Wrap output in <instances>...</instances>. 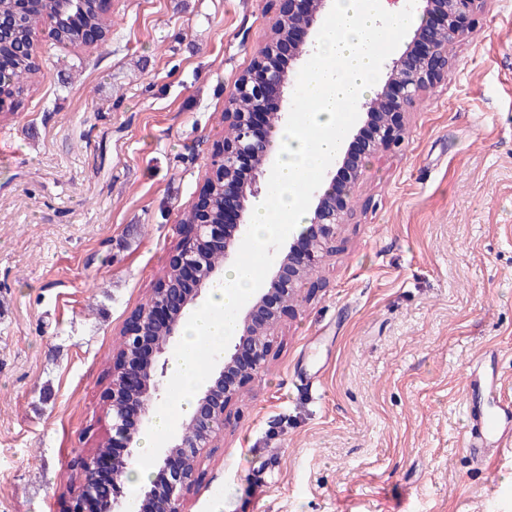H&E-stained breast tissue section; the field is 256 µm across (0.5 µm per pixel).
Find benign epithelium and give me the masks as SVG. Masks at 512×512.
<instances>
[{"label":"benign epithelium","mask_w":512,"mask_h":512,"mask_svg":"<svg viewBox=\"0 0 512 512\" xmlns=\"http://www.w3.org/2000/svg\"><path fill=\"white\" fill-rule=\"evenodd\" d=\"M277 2L264 53L253 59L228 96L231 102L248 95L255 107L250 112L232 108L224 112V123L234 134L224 136L222 149L210 162L206 183L191 205L194 222L183 225L181 243L168 265L176 282L160 280L149 304L134 311L121 330L120 348L113 355L112 378L103 391V401L112 415V437L122 438L128 446L139 433L151 402L164 392L168 342L178 335L188 312L216 282L215 274L232 257L234 241L248 229L247 202L259 197V179L272 161L278 133L288 124L287 113L266 112L267 134L261 140L255 138L253 120L261 113L269 87L282 92L295 76L292 68L284 71L274 66L272 58L285 48L294 63L310 57L315 44L306 39L296 42L293 33L298 28H312L331 0ZM421 2V22L406 51L386 65V79L375 95L360 103L362 128L353 135L341 165L328 172L313 193L310 225L280 255L268 283L253 293L249 306L238 312L221 367L210 375L196 396L193 413L184 420L198 429V438L190 441L175 435L158 457L159 470L170 472L166 484H153L130 501L123 492L127 459L111 460L107 480L99 474L107 455L96 450L75 461L74 469L82 476L94 474L95 484L80 480L69 492L68 512H183L184 494L198 476L183 466L171 467V462L176 458L197 460L202 449L211 447L229 407L266 360L267 345L259 337L274 334L298 284L313 277L329 255V243L352 211L351 189L363 161L399 143L407 107L447 76L449 47L469 29L482 0ZM16 25L13 12L0 7V40L10 38ZM212 185L221 189L223 203L218 211L209 194ZM155 328L165 331L166 340L153 335Z\"/></svg>","instance_id":"1"}]
</instances>
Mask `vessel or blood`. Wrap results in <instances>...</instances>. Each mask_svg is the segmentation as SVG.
<instances>
[{
    "mask_svg": "<svg viewBox=\"0 0 512 512\" xmlns=\"http://www.w3.org/2000/svg\"><path fill=\"white\" fill-rule=\"evenodd\" d=\"M498 388L494 356L468 363L462 446L471 462L479 466L512 458V403L500 400Z\"/></svg>",
    "mask_w": 512,
    "mask_h": 512,
    "instance_id": "obj_1",
    "label": "vessel or blood"
}]
</instances>
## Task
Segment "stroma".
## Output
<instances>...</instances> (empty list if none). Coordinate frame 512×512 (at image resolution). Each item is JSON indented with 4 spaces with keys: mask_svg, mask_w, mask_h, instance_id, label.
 Here are the masks:
<instances>
[{
    "mask_svg": "<svg viewBox=\"0 0 512 512\" xmlns=\"http://www.w3.org/2000/svg\"><path fill=\"white\" fill-rule=\"evenodd\" d=\"M109 39L35 33L0 113V512H66L108 432L119 332L145 304L224 139L274 0H108ZM363 166L333 252L200 456L185 512H512V462L462 447L465 365L512 400V0Z\"/></svg>",
    "mask_w": 512,
    "mask_h": 512,
    "instance_id": "1",
    "label": "stroma"
}]
</instances>
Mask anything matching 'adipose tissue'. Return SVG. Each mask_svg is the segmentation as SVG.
Listing matches in <instances>:
<instances>
[{"mask_svg": "<svg viewBox=\"0 0 512 512\" xmlns=\"http://www.w3.org/2000/svg\"><path fill=\"white\" fill-rule=\"evenodd\" d=\"M416 22L410 12L388 8L386 0H335L332 23L297 78L298 97L307 106L292 113L280 133L278 161L255 208L247 257L230 265L206 302L184 320L181 345L171 357L174 397L133 448L130 485L151 479L147 463L154 449L192 411L203 383L201 366L233 336L236 310L262 283L258 266L268 258L270 242L305 225L308 189L335 158L349 110L379 80V42L394 40Z\"/></svg>", "mask_w": 512, "mask_h": 512, "instance_id": "1", "label": "adipose tissue"}]
</instances>
